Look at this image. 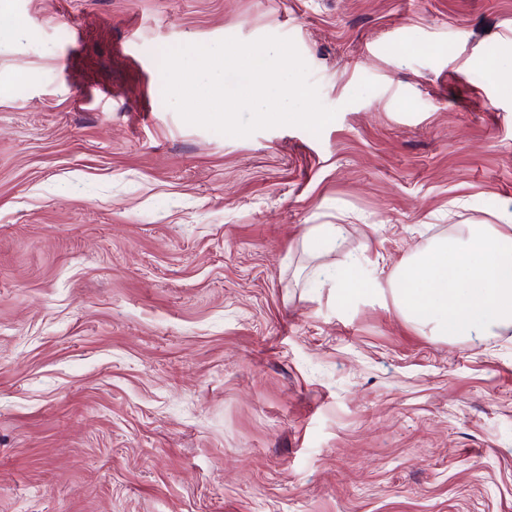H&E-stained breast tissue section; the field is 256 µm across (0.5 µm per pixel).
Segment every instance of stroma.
Segmentation results:
<instances>
[{
  "label": "stroma",
  "mask_w": 512,
  "mask_h": 512,
  "mask_svg": "<svg viewBox=\"0 0 512 512\" xmlns=\"http://www.w3.org/2000/svg\"><path fill=\"white\" fill-rule=\"evenodd\" d=\"M0 14V512H512V330L439 341L377 294L512 220V0ZM267 35L321 134L166 105L160 47ZM350 264L375 290L342 301Z\"/></svg>",
  "instance_id": "obj_1"
}]
</instances>
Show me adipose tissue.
Segmentation results:
<instances>
[{
	"label": "adipose tissue",
	"mask_w": 512,
	"mask_h": 512,
	"mask_svg": "<svg viewBox=\"0 0 512 512\" xmlns=\"http://www.w3.org/2000/svg\"><path fill=\"white\" fill-rule=\"evenodd\" d=\"M395 309L441 340L479 341L512 329V224H465L394 270Z\"/></svg>",
	"instance_id": "obj_1"
}]
</instances>
